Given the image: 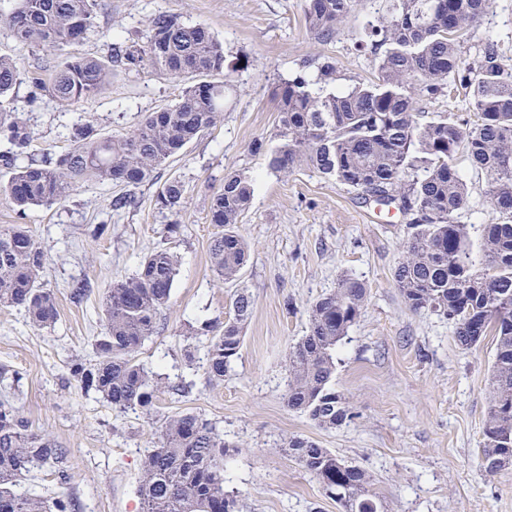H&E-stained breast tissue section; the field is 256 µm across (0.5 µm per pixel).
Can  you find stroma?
Segmentation results:
<instances>
[{
    "instance_id": "35a3bbf8",
    "label": "stroma",
    "mask_w": 512,
    "mask_h": 512,
    "mask_svg": "<svg viewBox=\"0 0 512 512\" xmlns=\"http://www.w3.org/2000/svg\"><path fill=\"white\" fill-rule=\"evenodd\" d=\"M160 12L205 23L223 42L229 75L221 124L157 170L137 189L136 205L120 213L110 208L115 187L96 182L22 215L0 196V230L19 223L30 230L46 255L42 282L54 290L59 311L54 327L38 330L22 311L0 308V367L20 374L19 383L0 384V400L66 448L74 512H139L141 458L157 442L162 417L186 412L216 422L225 441L237 444L224 459V489L238 496L242 512H340L312 474L279 453L291 436L367 471L382 512H512V469L486 474L479 454L493 339L461 349L447 318L405 304L393 281L405 229L400 213L362 203L306 167L278 175L252 150L256 140L266 150L275 146L272 92L305 61L333 57L339 88L373 78L374 62L356 45L374 4L363 0L335 41L323 43L305 26L303 0H99L96 26L79 50L104 59L114 38L143 42L148 20ZM0 55L19 63L12 107L34 133L29 152L36 158L71 149L73 125L93 124L107 138L173 104L183 90L182 82L159 74L123 72L97 96L65 107L47 95L31 97L29 77L49 76L52 53L22 44L1 25ZM237 169L253 177V199L238 226L251 252L237 282L225 283L210 266L209 246L219 229L209 222L208 206L225 174ZM174 176L186 186L175 216L154 204L159 186ZM466 180L472 208L460 221L476 241L481 225L495 223L496 215L485 203L484 176L470 171ZM172 223L180 226L173 235L167 232ZM96 224L107 225V234L93 237ZM160 248L178 255L177 275L157 331L136 360L170 380L192 379L195 387L184 396L160 395L150 416L116 413L85 394L68 368L74 359H93L108 288ZM344 274L369 289L361 317L336 349L335 387L349 397L355 416L323 429L288 409L287 358L306 334L310 306ZM78 280L92 286L79 305L69 294ZM239 288L252 296V315L231 371L214 383L202 368L189 367L183 330L224 319Z\"/></svg>"
}]
</instances>
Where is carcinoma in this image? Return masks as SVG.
I'll return each instance as SVG.
<instances>
[{"label":"carcinoma","mask_w":512,"mask_h":512,"mask_svg":"<svg viewBox=\"0 0 512 512\" xmlns=\"http://www.w3.org/2000/svg\"><path fill=\"white\" fill-rule=\"evenodd\" d=\"M379 4L360 48L377 61L367 83L330 90L336 66L317 58L313 75L303 72L278 85L277 145L265 152L267 167L290 174L312 168L328 181L354 191L364 201L397 209L406 218L402 257L393 281L410 310L432 311L455 326L465 350L493 337L490 411L483 430L481 467L495 475L512 467V56L491 38H475L491 0H373ZM360 0H304L307 29L321 42L343 30ZM98 0H14L0 16L16 38L59 53L50 77L32 85L57 102L72 106L101 92L117 71L150 69L187 83L173 105L149 112L133 130L101 139L89 124L71 133L73 148L57 159H31L33 132L11 111L9 96L20 78L17 63L0 56V138L10 144L0 165L12 169L0 195L17 214L66 200L89 181L119 186L111 200L119 211L136 203L135 190L156 170L224 120V44L204 23L185 24L173 14L149 20L145 44L117 40L107 60L79 53L94 25ZM455 95L470 112L429 120L422 101ZM485 176L486 203L498 222L480 230V262L472 259L468 225L457 215L470 205L464 169ZM253 178L244 171L224 176L210 198L209 221L223 231L210 244L212 270L234 281L246 266L250 245L237 230L253 197ZM184 182L170 178L155 205L176 215L183 208ZM45 254L21 224L0 232V307L25 312L38 329L58 319L55 293L40 282ZM178 256L157 250L138 264L132 277L117 282L103 301L104 331L96 337L95 362L70 367L85 391L101 395L118 413L150 411L159 392L185 391L144 369L135 353L157 330L169 304ZM368 287L351 275L308 310V329L288 353L285 394L291 410L323 428L353 418L347 398L336 390V348L348 336L366 305ZM231 313L220 323L188 327L203 336L205 374L222 381L238 356L252 313V299L241 289ZM230 445L216 423L197 414L170 416L161 424L156 446L144 454L137 493L142 512H239L237 496L224 491V455ZM288 456L322 484L344 512H381L371 478L328 448L301 437L284 446ZM48 467L57 483L70 481L66 452L48 434L30 429L11 405L0 402V512H71L64 495L48 498L19 492L34 469Z\"/></svg>","instance_id":"carcinoma-1"}]
</instances>
